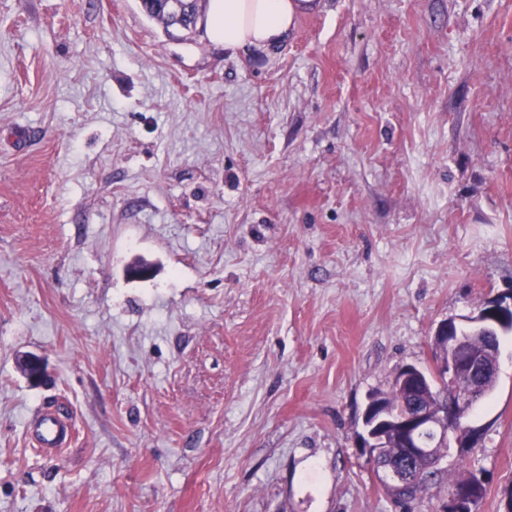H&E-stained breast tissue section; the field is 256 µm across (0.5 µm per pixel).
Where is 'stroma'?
Returning <instances> with one entry per match:
<instances>
[{
  "mask_svg": "<svg viewBox=\"0 0 512 512\" xmlns=\"http://www.w3.org/2000/svg\"><path fill=\"white\" fill-rule=\"evenodd\" d=\"M511 291L512 0H321L234 56L0 0V512H396L370 395ZM468 422L444 480L506 512L511 332ZM37 446L49 455L68 447L73 434L71 419L52 410L40 412L30 423Z\"/></svg>",
  "mask_w": 512,
  "mask_h": 512,
  "instance_id": "stroma-1",
  "label": "stroma"
}]
</instances>
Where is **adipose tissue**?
<instances>
[{
	"label": "adipose tissue",
	"instance_id": "1",
	"mask_svg": "<svg viewBox=\"0 0 512 512\" xmlns=\"http://www.w3.org/2000/svg\"><path fill=\"white\" fill-rule=\"evenodd\" d=\"M313 7V0H209L208 35L231 54L269 51L286 42L298 16Z\"/></svg>",
	"mask_w": 512,
	"mask_h": 512
}]
</instances>
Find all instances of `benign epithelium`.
<instances>
[{"label": "benign epithelium", "mask_w": 512, "mask_h": 512, "mask_svg": "<svg viewBox=\"0 0 512 512\" xmlns=\"http://www.w3.org/2000/svg\"><path fill=\"white\" fill-rule=\"evenodd\" d=\"M510 311L512 293L500 295L480 309L476 321L488 328L503 322ZM451 324V320L441 322L432 336L436 349L432 371L407 365L394 379L397 388L407 392L431 388L435 379L442 393L433 394L434 400L417 405L411 413L383 405L380 394L372 396L366 407L362 447L367 449L385 489L403 487L414 477L410 467L387 457L389 441L397 443L407 460L425 459L438 471L441 459L436 449L447 448L452 442L459 448H470L477 436V430L462 415L485 399L488 379L497 378V360L465 352V337L448 335Z\"/></svg>", "instance_id": "7a95c632"}]
</instances>
